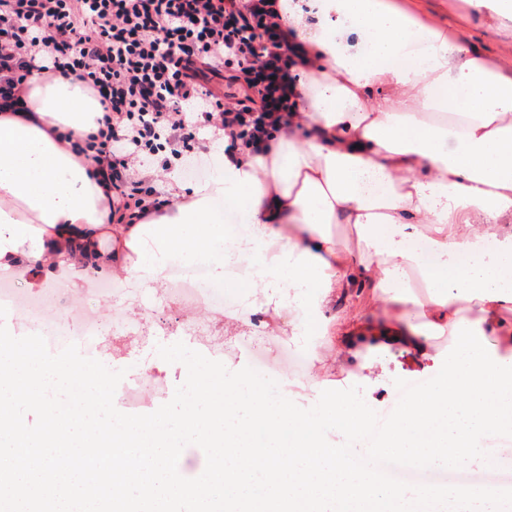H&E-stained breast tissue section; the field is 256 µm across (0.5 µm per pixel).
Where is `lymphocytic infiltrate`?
<instances>
[{"label": "lymphocytic infiltrate", "instance_id": "obj_1", "mask_svg": "<svg viewBox=\"0 0 512 512\" xmlns=\"http://www.w3.org/2000/svg\"><path fill=\"white\" fill-rule=\"evenodd\" d=\"M298 65L279 0H0V112L20 108L33 70L101 98L105 127L88 150L121 224L168 206L158 174L206 150L201 129L244 156L287 130Z\"/></svg>", "mask_w": 512, "mask_h": 512}]
</instances>
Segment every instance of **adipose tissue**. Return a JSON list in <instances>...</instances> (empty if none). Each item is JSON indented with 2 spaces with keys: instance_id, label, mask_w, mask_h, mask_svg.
I'll return each mask as SVG.
<instances>
[{
  "instance_id": "1",
  "label": "adipose tissue",
  "mask_w": 512,
  "mask_h": 512,
  "mask_svg": "<svg viewBox=\"0 0 512 512\" xmlns=\"http://www.w3.org/2000/svg\"><path fill=\"white\" fill-rule=\"evenodd\" d=\"M285 13L318 63L302 74L312 110L262 153L217 157L207 183L176 182L139 224L113 223L109 185L70 147L97 134L103 103L75 80L32 74L27 111L0 113V267H25L35 284L77 266L155 280L177 253L206 257L225 281L248 261L255 275L227 289H263L262 307L295 305L312 325L367 290L384 313L337 331L342 363L395 348L418 363L434 337L454 338L439 378L396 406L382 453L483 463L485 440L512 430V70L391 0H301ZM332 224L349 225L359 250Z\"/></svg>"
}]
</instances>
